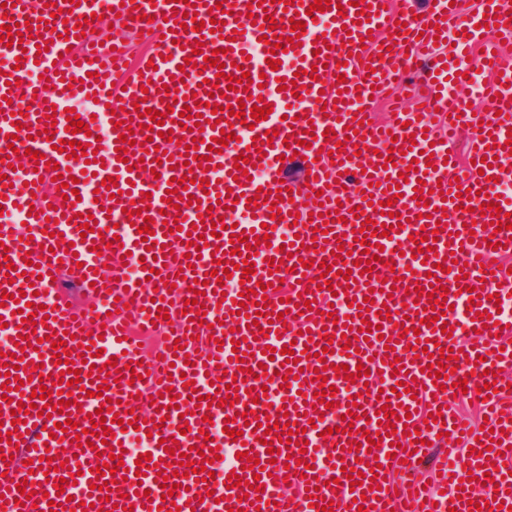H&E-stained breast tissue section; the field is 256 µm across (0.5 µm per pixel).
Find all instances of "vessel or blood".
I'll list each match as a JSON object with an SVG mask.
<instances>
[{"instance_id":"1","label":"vessel or blood","mask_w":512,"mask_h":512,"mask_svg":"<svg viewBox=\"0 0 512 512\" xmlns=\"http://www.w3.org/2000/svg\"><path fill=\"white\" fill-rule=\"evenodd\" d=\"M8 16L19 22L24 40L9 47L0 42V209L20 211L24 224L0 225V258L8 257L14 268L0 269V321L11 336V345L0 350V385L5 384L6 357H13L22 382L9 391V409L30 408L20 423L0 418V438L17 430V444L0 448V506L6 512H158L177 506L180 512H504L512 506V345H500L499 336L512 334V316L499 312V302L512 300V275L491 264L489 256H512V231L495 230V222L512 214V202L499 200V183L512 181V64L495 58L497 41L487 29L501 25L502 39L512 40V0H481L473 19L457 22L458 6L450 0H429L422 17H415L410 0H368V9L353 7V0H339L340 9L308 16L313 0H6ZM116 8L129 28L149 33L151 43L134 64H127V46L115 42L102 47L91 29L96 16ZM67 18H58V10ZM203 22L201 30L183 29V17ZM456 27H449V20ZM215 29H206L207 21ZM305 24L294 49L273 51L264 37L268 31L290 36L292 21ZM456 38H449V31ZM327 43L315 48L316 39ZM48 43L38 51V40ZM501 39V40H502ZM455 41L458 51L482 46L489 63V78L476 80L449 74L442 48ZM426 49V60L417 52ZM217 63L204 66L205 56ZM195 65H186V57ZM291 59L290 69L270 70L269 59ZM422 64V81L413 90L424 101L423 111L405 110L401 101L391 103L387 124L371 120L373 89L405 76ZM40 69L43 81L30 82V70ZM316 77H309V70ZM225 80H217V72ZM249 74L250 84L229 89L228 78ZM344 76L345 83L329 85V78ZM78 87H71V80ZM296 81V89H280V80ZM219 90L217 111L206 104L212 90ZM95 94L98 120L87 131H67L64 102L79 94ZM481 99L480 111L468 108L467 97ZM164 112V125L150 118L134 119V104ZM264 103L272 112L254 127L242 124L229 109L237 103ZM192 117L184 121L182 110ZM201 127L197 151L185 149L192 127ZM54 129L46 138L45 129ZM133 129L134 146L126 161L117 149L126 129ZM172 132L159 137L160 129ZM29 134V148L44 154V162L29 158L18 162L9 146L16 130ZM332 138H324V130ZM273 131L272 143L260 144L265 131ZM234 133L222 152L208 154L206 142L220 132ZM75 140L89 143L98 162L74 163L55 150V143ZM332 154L331 161L318 157ZM171 163H164V156ZM255 162L263 179L238 174L237 156ZM299 157L308 175L305 181L283 180L282 161ZM491 167L478 170L481 158ZM217 173L204 183L203 173ZM76 176L80 200L62 197L61 178ZM192 176L187 189L178 181ZM114 178L120 193L109 208L87 202L90 191L105 178ZM428 192L415 199L418 183ZM399 186L401 196L383 214L386 190ZM260 197L255 211L247 201ZM197 205H190V198ZM501 206L494 216L480 215L482 203ZM280 218H271L270 205ZM138 207L136 215L127 210ZM327 217H319V210ZM245 224H236L240 215ZM223 217L220 235H213L210 218ZM177 221L180 229L169 232ZM388 225L387 236L365 230L366 221ZM294 224L295 234L283 237L280 223ZM477 230H469V223ZM154 230V246H146L139 226ZM91 231L80 234V226ZM362 242H355L354 230ZM203 235L199 255H190L189 232ZM244 237L249 250L236 254L231 237ZM434 237L432 250H421V239ZM120 249H109L113 239ZM383 245L370 272L360 265L368 261L366 250ZM346 258H338L339 250ZM454 256L449 271L439 267ZM281 267L270 272L268 263ZM256 263L252 278L238 265ZM111 264V276L101 269ZM138 265L136 279L126 276L127 264ZM329 272H322V265ZM351 265L349 277H340L343 265ZM223 266L231 271L229 282L217 281L212 271ZM68 276L85 294L96 298L93 310L81 312L68 304L59 289L58 277ZM331 282L320 289L321 279ZM205 284L204 292L189 304V286ZM285 281L290 304L268 302L263 310L255 304L258 283ZM498 283V300H490L488 283ZM480 296L471 299L470 288ZM420 298H413L412 289ZM24 301H16V294ZM370 308H363L364 299ZM447 299L453 311L444 321L433 318L429 299ZM311 309H304V302ZM205 316H197V309ZM178 323L175 335L167 336L159 355L139 352L132 327ZM100 324L99 335L88 332L89 321ZM371 323L368 337L358 334ZM232 333H225V325ZM453 328L442 333L443 325ZM61 335L66 363L56 364L50 335ZM346 335L350 349L335 346L321 353L325 335ZM470 342H461V335ZM28 339L29 348L19 346ZM452 350L446 361L449 384L439 388L428 369L423 340ZM183 354H175V346ZM292 347L294 361H287L283 347ZM327 365L325 377L316 370ZM368 365L362 376L358 365ZM274 371V384H286L283 407L269 409L267 399L252 371L257 366ZM347 366L355 381L338 371ZM235 370V377H217L216 368ZM78 369L91 374L89 383L73 384V404L56 411L58 395L32 400L41 377L59 382L61 372ZM347 372V373H348ZM191 388H184V381ZM465 382L467 390L495 383L490 394L488 420L478 438H467V425L455 414L458 398L454 385ZM334 386L332 407L319 403L315 394L321 383ZM404 383L405 394L393 397L392 389ZM217 405H208V397ZM231 404H223V397ZM51 405L50 418L38 410ZM391 405L396 424L381 422V406ZM104 410L111 439L93 435L78 446V428L90 425L89 413ZM353 413L354 423L343 416ZM433 422H425V413ZM230 423L233 433L224 440L205 439V415ZM141 419L139 429H121V422ZM277 422L276 433L258 427V419ZM74 421L72 429L60 423ZM187 433H180V424ZM304 430L308 445L299 448L289 441L292 430ZM466 437L468 448H441L440 433ZM373 433L371 448H355L363 432ZM145 438L149 461L135 464L126 458L128 437ZM422 438L415 446L414 438ZM491 450H484V443ZM223 446L236 458L226 472L198 481L174 476L171 465L177 454H186L193 467L206 463L205 451ZM78 448L67 469L55 472L53 460L62 449ZM277 456H269V448ZM124 456L115 472L103 471L110 455ZM259 459L264 472L254 476L248 459ZM428 459L436 474L434 488L422 486L415 473ZM456 475H448L449 467ZM141 475H132V468ZM373 478V486L351 487V476ZM239 476L240 486L230 485ZM477 476L483 494L473 495L470 476ZM76 477L80 492L68 499L57 485L61 478ZM174 477L177 489L166 495L164 477ZM25 484L30 498H21L18 484ZM298 493L288 496L285 486ZM362 495L363 504L353 501Z\"/></svg>"}]
</instances>
